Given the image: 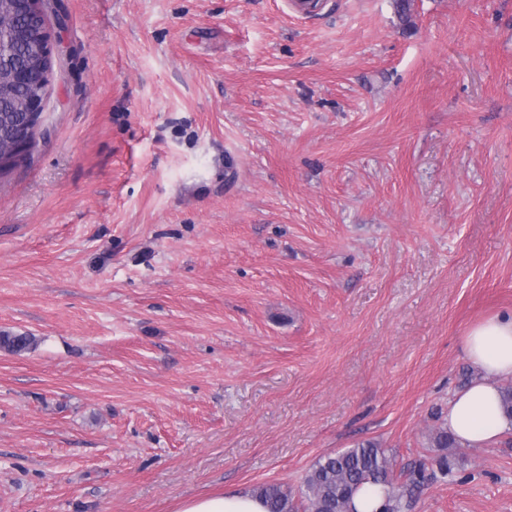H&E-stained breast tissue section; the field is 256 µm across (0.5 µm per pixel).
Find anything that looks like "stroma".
Here are the masks:
<instances>
[{
	"label": "stroma",
	"mask_w": 512,
	"mask_h": 512,
	"mask_svg": "<svg viewBox=\"0 0 512 512\" xmlns=\"http://www.w3.org/2000/svg\"><path fill=\"white\" fill-rule=\"evenodd\" d=\"M0 175V512L298 489L447 456L403 512H512V434L430 436L512 310V0H47Z\"/></svg>",
	"instance_id": "35a3bbf8"
}]
</instances>
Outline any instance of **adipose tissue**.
<instances>
[{
    "label": "adipose tissue",
    "mask_w": 512,
    "mask_h": 512,
    "mask_svg": "<svg viewBox=\"0 0 512 512\" xmlns=\"http://www.w3.org/2000/svg\"><path fill=\"white\" fill-rule=\"evenodd\" d=\"M467 358L479 376L456 392L448 405L445 424L456 440L473 448L495 444L512 433V416L501 404V383L512 378V311L496 314L475 325L463 338ZM180 512H267L253 493L234 492L200 497L183 504Z\"/></svg>",
    "instance_id": "adipose-tissue-1"
}]
</instances>
